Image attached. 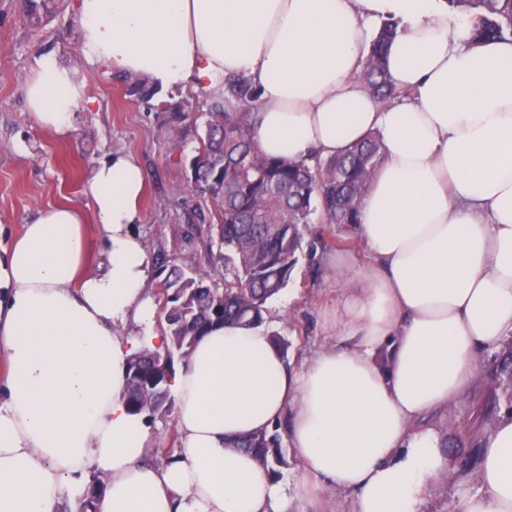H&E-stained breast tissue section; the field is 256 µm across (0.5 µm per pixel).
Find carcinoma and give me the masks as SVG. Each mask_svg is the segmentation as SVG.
Segmentation results:
<instances>
[{"label": "carcinoma", "mask_w": 512, "mask_h": 512, "mask_svg": "<svg viewBox=\"0 0 512 512\" xmlns=\"http://www.w3.org/2000/svg\"><path fill=\"white\" fill-rule=\"evenodd\" d=\"M446 2L448 10L468 16L475 42L512 39V0ZM398 32V22L381 23L361 74L371 94L385 105L402 93L385 67L388 47ZM123 90L129 102L147 106L161 93L141 76L125 77ZM259 94L249 80H224V94L206 95L198 102L197 111L205 117L202 135L190 123L187 101L171 94L158 106L177 161L184 160L188 136L195 137L192 192L211 201L215 223L209 231L225 254L222 282L200 272L188 256L164 258L154 266L152 277L160 285L156 322L167 342L154 348L144 345L130 356L125 393L128 407L147 425L171 411L169 385L175 366L186 363L209 327L264 320L267 300L287 286L302 251L301 226L312 223L313 214H319L323 224H341L352 231L382 163L376 133L336 157H313L309 163L261 153L247 121ZM237 447L253 453L275 481L288 466L275 429L245 436ZM104 491V479L91 476L76 512H93Z\"/></svg>", "instance_id": "carcinoma-1"}]
</instances>
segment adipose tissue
<instances>
[{"label":"adipose tissue","instance_id":"1","mask_svg":"<svg viewBox=\"0 0 512 512\" xmlns=\"http://www.w3.org/2000/svg\"><path fill=\"white\" fill-rule=\"evenodd\" d=\"M85 55L164 89L219 93L245 77L261 96L259 150L341 154L379 132L384 159L365 196L358 266L336 335L348 348L289 369L266 325L226 324L196 343L170 384L182 449L146 464L153 438L130 413L126 376L152 326L141 223L144 176L116 151L91 171V212L41 208L0 248V512H57L87 471L99 512H280V490L246 435L291 417L306 497L329 484L352 512H421L448 468L428 420L463 396L479 351L512 335V40L476 45L446 0H76ZM400 22L387 71L405 91L380 106L358 78L375 23ZM32 119L72 129L84 86L42 53L25 80ZM105 249L90 265L88 224ZM386 351L379 364L377 351ZM480 488L460 512H512V416L482 441Z\"/></svg>","mask_w":512,"mask_h":512}]
</instances>
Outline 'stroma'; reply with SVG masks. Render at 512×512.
Instances as JSON below:
<instances>
[{
    "label": "stroma",
    "mask_w": 512,
    "mask_h": 512,
    "mask_svg": "<svg viewBox=\"0 0 512 512\" xmlns=\"http://www.w3.org/2000/svg\"><path fill=\"white\" fill-rule=\"evenodd\" d=\"M76 33L73 0H61L38 28L27 24L23 0H0V225L6 237L19 234L42 207L65 203L90 208L89 171L121 151L135 159L145 176L143 221L133 230L144 240L148 257L191 252L202 269L223 276V253L187 240L190 233L204 229V215L212 204L198 200L202 217L190 219L182 200L190 194L191 170L172 161L158 112L127 102L120 79L87 59ZM38 51L71 64L85 85V98L68 135L39 127L27 111L22 86ZM345 238L350 252L362 253L360 241L350 239L341 226L307 225L303 251L287 286L266 303V325L287 339L291 368H300L305 358L335 342L325 324L342 317L343 289L323 258L336 253V240ZM509 350L512 340L507 338L481 350L471 390L433 419L449 465L430 485L424 512H458L460 498L477 489L481 439L503 415L512 414V386L498 368ZM300 474L297 461H290L279 482L287 497L285 512H351V497L333 487L326 488L318 502L297 498L294 488Z\"/></svg>",
    "instance_id": "1"
}]
</instances>
